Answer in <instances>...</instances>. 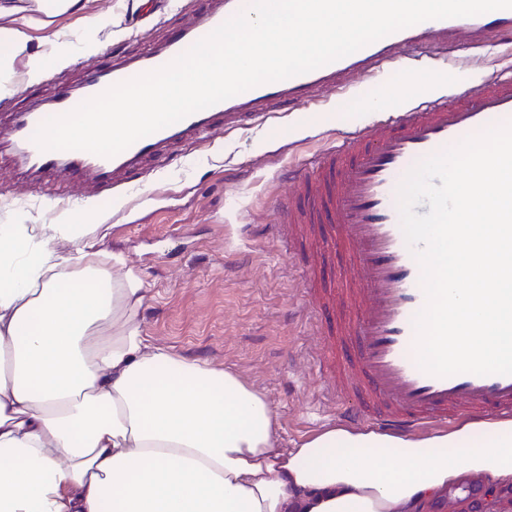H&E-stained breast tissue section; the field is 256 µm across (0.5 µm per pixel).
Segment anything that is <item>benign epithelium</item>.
Listing matches in <instances>:
<instances>
[{
	"label": "benign epithelium",
	"mask_w": 512,
	"mask_h": 512,
	"mask_svg": "<svg viewBox=\"0 0 512 512\" xmlns=\"http://www.w3.org/2000/svg\"><path fill=\"white\" fill-rule=\"evenodd\" d=\"M415 512H512V482L472 476L421 501Z\"/></svg>",
	"instance_id": "benign-epithelium-1"
}]
</instances>
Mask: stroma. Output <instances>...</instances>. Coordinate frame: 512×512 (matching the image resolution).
Masks as SVG:
<instances>
[{
	"mask_svg": "<svg viewBox=\"0 0 512 512\" xmlns=\"http://www.w3.org/2000/svg\"><path fill=\"white\" fill-rule=\"evenodd\" d=\"M206 7V0H87L83 11L29 27L34 49L42 50L47 37L70 32L80 17L107 12L119 36L104 53L76 58L49 81L0 99V113L46 96L54 85L78 84L84 71L128 50L156 46L170 30L197 23ZM511 58L512 43L494 38L479 53L413 55L408 75L480 74ZM348 81L353 92L330 94V111L306 104L162 147L142 173L130 176L136 190L127 213L112 212L110 199L97 202L112 212L97 249L122 254L148 290L138 315L142 332L172 353L232 371L263 392L290 448L336 427L338 404L319 370L324 338L302 304L301 256L274 232L277 204L305 160L364 120L357 104L391 87L385 78L352 75ZM85 193L50 175L35 183L13 178L9 159L0 157V224L23 214L54 223Z\"/></svg>",
	"mask_w": 512,
	"mask_h": 512,
	"instance_id": "35a3bbf8",
	"label": "stroma"
}]
</instances>
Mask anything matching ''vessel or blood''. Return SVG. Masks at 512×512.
<instances>
[{
	"label": "vessel or blood",
	"mask_w": 512,
	"mask_h": 512,
	"mask_svg": "<svg viewBox=\"0 0 512 512\" xmlns=\"http://www.w3.org/2000/svg\"><path fill=\"white\" fill-rule=\"evenodd\" d=\"M250 10V0H219L200 26L169 33L159 48L133 51L119 64L90 70L79 87L58 85L46 105L11 114L0 133V152L9 151L26 173L83 180L96 197L106 198L118 171L138 168L161 144L238 126L286 103H314L317 90L344 88L354 71L369 78L389 74L405 79L414 50L433 48L445 54L456 51L462 36L478 48L489 32L512 35V9L427 20L310 72L259 85L192 113L110 158L82 150L44 151L34 142L47 119L71 112L115 84L166 66L198 42L202 32ZM507 124H512L511 64L487 72L478 91L381 110L373 121L347 130L294 175L288 199L279 207L281 223L317 234L324 250L342 253L356 269L342 287L303 289L312 309L338 313L321 367L335 375V392L343 398L341 422L402 436L463 418L487 427L512 420V375L437 377L418 367L412 354L413 320L426 298L397 207L398 187L418 161Z\"/></svg>",
	"instance_id": "vessel-or-blood-1"
}]
</instances>
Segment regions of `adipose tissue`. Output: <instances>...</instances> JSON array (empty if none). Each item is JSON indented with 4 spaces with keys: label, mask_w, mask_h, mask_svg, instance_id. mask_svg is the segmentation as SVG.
<instances>
[{
    "label": "adipose tissue",
    "mask_w": 512,
    "mask_h": 512,
    "mask_svg": "<svg viewBox=\"0 0 512 512\" xmlns=\"http://www.w3.org/2000/svg\"><path fill=\"white\" fill-rule=\"evenodd\" d=\"M18 12L0 0V99L108 46L101 14L32 50ZM108 219L0 225V512H411L468 472L512 480V422L281 447L265 394L143 335L140 278L94 247Z\"/></svg>",
    "instance_id": "1"
}]
</instances>
